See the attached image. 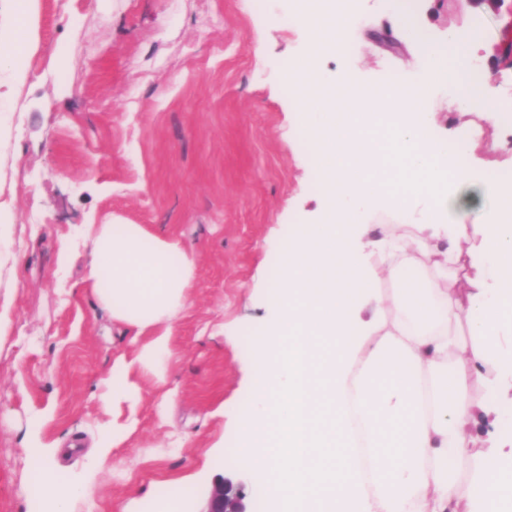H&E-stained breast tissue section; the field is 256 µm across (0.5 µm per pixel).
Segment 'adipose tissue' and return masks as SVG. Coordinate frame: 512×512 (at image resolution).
<instances>
[{"instance_id":"obj_1","label":"adipose tissue","mask_w":512,"mask_h":512,"mask_svg":"<svg viewBox=\"0 0 512 512\" xmlns=\"http://www.w3.org/2000/svg\"><path fill=\"white\" fill-rule=\"evenodd\" d=\"M15 24L0 100L28 79L40 47V0H12ZM361 0H292L306 47L287 80L320 169L322 210L294 225L279 249L281 275L267 294L275 320L253 347L251 402L238 415L240 466L262 478L274 512H484L457 472L476 439L475 384L512 394V182L474 162V135H439L426 102L448 88V109L497 120L489 77L466 69L483 42L457 24L443 41L414 20L412 0H392L395 29L422 55L417 77L359 84L323 78L319 62L343 56ZM492 205L473 225L477 200ZM370 208L414 219L412 235L374 237ZM84 283L128 350L99 386L106 407L138 402V376L164 380L179 314L190 303L197 259L172 235L140 224H98ZM434 270L421 278L414 246ZM381 255L394 284H375ZM395 319L382 320L386 303ZM473 482L512 497V440L488 436ZM51 494L50 512H73L81 490L59 465L27 475ZM472 482V483H473Z\"/></svg>"}]
</instances>
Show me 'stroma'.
Instances as JSON below:
<instances>
[{
    "instance_id": "35a3bbf8",
    "label": "stroma",
    "mask_w": 512,
    "mask_h": 512,
    "mask_svg": "<svg viewBox=\"0 0 512 512\" xmlns=\"http://www.w3.org/2000/svg\"><path fill=\"white\" fill-rule=\"evenodd\" d=\"M436 33L449 20L486 45L484 67L512 99V0H420ZM386 0H364L349 51L320 62L327 78L360 83L414 74L403 38L382 40ZM41 48L29 80L0 104V294L12 291L10 347L0 350V512H46L25 477L34 459L63 464L84 495L76 512H154L167 482L204 512L221 478L247 512H270L259 477L230 455L250 402L252 339L272 313L279 245L322 208L314 150L293 122L283 83L304 48L291 0H41ZM485 171L511 170L494 149L512 128L481 121ZM140 224L197 254L191 302L179 318L164 383L138 379L130 438L97 459L112 427L100 380L126 347L84 287L91 225ZM80 441L68 458L28 448Z\"/></svg>"
}]
</instances>
